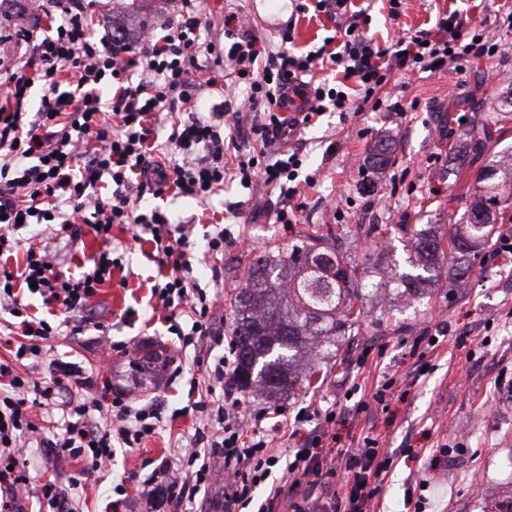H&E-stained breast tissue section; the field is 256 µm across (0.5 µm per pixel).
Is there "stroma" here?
<instances>
[{
	"label": "stroma",
	"instance_id": "1",
	"mask_svg": "<svg viewBox=\"0 0 512 512\" xmlns=\"http://www.w3.org/2000/svg\"><path fill=\"white\" fill-rule=\"evenodd\" d=\"M365 11L357 25L382 45L402 33L434 29L439 15L458 11L471 25L512 42L506 14L512 0H403L399 19L388 16V0H356ZM180 0H93L88 8L95 35L106 32L138 37L150 30L161 34L164 24L177 17ZM201 39L224 38L225 16H235L241 31L279 44L280 32L292 28L294 46L308 51L335 34L336 23L314 12L298 13L292 0H201ZM216 81L194 107L197 115L223 125L226 87L245 94L244 86H232L225 64L200 54ZM380 106L365 112H328L311 126L286 139L299 149L300 176H314L313 186L302 187L304 207L295 224L276 223L277 211L288 199L284 187L253 181L250 188L226 183L223 194L202 203L172 194L145 195L143 203L166 211L172 222L190 224L191 240L200 261L195 268L199 285L216 294L217 336L208 340L214 355L224 352V336L233 315L230 300L244 283L249 259L267 249H284L301 235L316 229H332L347 247L370 249L384 268L408 271L406 231L434 226L446 231L459 223L464 209L448 204L449 188L465 192L477 164H459L448 153L450 144L466 131L478 128L487 116L512 102V54L466 64L460 70L429 75H390L380 91ZM474 97L475 110L460 111L455 102ZM417 101L415 111H393L394 102ZM392 142L391 158L383 169L373 167L372 147L378 136ZM240 203L239 214L228 206ZM231 228L224 246L223 263L206 258L207 240L215 224ZM380 225L379 237L368 236L371 225ZM113 235L122 247L112 280L101 288L87 312L78 335L69 326L51 339L50 358L76 364L94 382L110 379L116 392L130 394L144 404L157 403L161 412L158 434L141 448L116 447L111 464L81 476L72 492L82 512H112V483L131 475L150 473L155 463L171 457L184 437L199 426L185 414L189 379L199 369L192 355H184L180 375L160 372L152 381L132 375L131 360L151 343L173 352L180 342L168 322L161 320L158 300L151 295L160 279L151 243L136 240L131 229L115 225ZM22 244L41 242L57 270L80 276L91 268L99 245L86 236L76 245L53 240L45 224H30L16 233ZM512 238V223L497 225L475 267L457 289L440 284L406 306L391 309L382 326L366 325L352 344L323 363L320 388L281 398L288 414L312 402L335 405L336 421L323 441L329 456L357 447L363 437L378 440L393 462L383 475L381 492L371 512H487L489 505L474 494L476 483L491 489L512 487V251L502 237ZM223 278L216 290L215 278ZM127 342L131 353L113 354L102 364L101 337ZM438 340L427 346L426 337ZM393 376L388 409L360 410L371 402L381 375ZM39 430L30 439V481L24 494L25 512H38L40 486L48 479L64 480L79 474V462L51 453L48 439L57 432L58 409H33ZM208 456L211 478L206 491L184 502L185 512H222L224 462Z\"/></svg>",
	"mask_w": 512,
	"mask_h": 512
}]
</instances>
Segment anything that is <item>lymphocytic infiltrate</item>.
Wrapping results in <instances>:
<instances>
[{
  "label": "lymphocytic infiltrate",
  "instance_id": "obj_1",
  "mask_svg": "<svg viewBox=\"0 0 512 512\" xmlns=\"http://www.w3.org/2000/svg\"><path fill=\"white\" fill-rule=\"evenodd\" d=\"M42 13L57 16L53 34L40 28L0 25V259L23 252L17 268L0 269V302L20 318L23 339L13 364L0 363L7 378L0 395V512H20L19 491L28 477L18 466L25 460L30 437L37 432L31 407L60 406L63 425L53 443L60 456L82 462L84 471H98L112 461V447H140L156 433L160 418L151 405L137 404L124 393L111 399L85 398L87 377L74 367L53 362L48 376L38 374L47 342L56 329L43 319H26L18 302L20 288L36 286L45 304L58 309L73 331H80L91 300L112 278V228L127 224L136 239H147L166 271L164 284L153 286L168 319L185 318L181 349L169 366H180L182 351L198 348L202 379H190L195 395L190 406L209 429L204 439L224 461V512H270L283 495L285 481L308 482L332 493L329 501L310 506L289 496L290 512H363L381 487L378 477L390 465L373 438L340 452L338 461L323 456L320 445L336 419L335 411L318 406L299 409L293 424L265 427L266 410H252L249 400L234 397L237 367L234 346L213 358L200 350L216 333L215 300L197 284L196 257L185 225L172 224L159 209L141 207L144 194L167 192L206 201L223 192L228 178L250 187L254 172L267 184L295 181L302 166L297 152L272 153V144L286 139L297 126H309L326 112H361L387 83L392 71L434 73L436 66L461 68L473 59L492 58L512 44L485 35L460 15L438 18L435 31L402 34L384 46L360 30L341 31L334 47L301 52L293 48L291 31L279 45L251 36L235 37L232 18L224 20L229 49L201 44L202 16L193 0H184L178 20L163 36L95 37L83 0H38ZM224 55L225 62L248 93L238 112L253 115L251 130L264 147L227 168L224 137L217 126L191 115V70L200 53ZM341 68L354 81L356 93L341 95L316 71ZM111 78L112 100L102 107L99 86ZM41 84L35 113L24 110L28 91ZM303 99L301 120L288 119L295 99ZM187 112L173 125L164 144L153 143L162 113ZM47 224L54 239L78 242L93 234L101 248L93 266L80 277H64L49 266L46 249H19L15 232L21 224ZM99 419L89 427V419ZM313 433H305L306 424ZM210 479L196 439L175 449L144 479L112 487L113 512H123L138 496L146 512L157 501L180 507Z\"/></svg>",
  "mask_w": 512,
  "mask_h": 512
}]
</instances>
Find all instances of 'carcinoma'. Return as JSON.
Wrapping results in <instances>:
<instances>
[{
    "label": "carcinoma",
    "mask_w": 512,
    "mask_h": 512,
    "mask_svg": "<svg viewBox=\"0 0 512 512\" xmlns=\"http://www.w3.org/2000/svg\"><path fill=\"white\" fill-rule=\"evenodd\" d=\"M498 118L482 124L464 149L481 156L494 137ZM468 197L448 188V203L465 200L467 218L451 224L448 235L416 232L408 253L410 273L377 268L368 256L357 261L346 254L341 239L324 241L306 234L273 255L260 253L248 267L235 297L232 336L238 352L235 385L245 395L269 400L294 394L313 384L323 359L336 354L359 335L366 304L392 281L396 295L416 300L428 285L440 281L451 265L465 275L477 251L489 243L494 224L512 210V152L505 151L480 167L468 186ZM448 249H442L443 241ZM162 354L153 350L136 362L139 373L153 378Z\"/></svg>",
    "instance_id": "1"
}]
</instances>
